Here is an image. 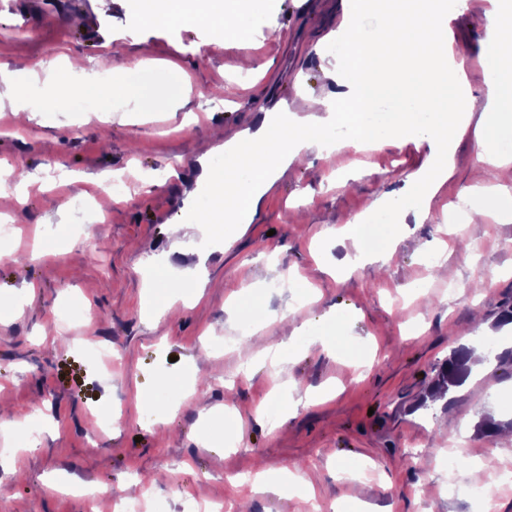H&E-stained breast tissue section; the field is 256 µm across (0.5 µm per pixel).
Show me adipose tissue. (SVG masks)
<instances>
[{
    "label": "adipose tissue",
    "instance_id": "1",
    "mask_svg": "<svg viewBox=\"0 0 512 512\" xmlns=\"http://www.w3.org/2000/svg\"><path fill=\"white\" fill-rule=\"evenodd\" d=\"M485 9L484 44L492 60L486 81L485 103L477 105L470 85L456 62L450 42L452 15L468 10L469 0H347L343 23L332 32L338 50L331 73L343 81L345 98L356 111L366 112L379 99L394 95L388 63L394 54L411 62V75L434 88L426 96V109L436 120L431 128L435 160L412 182L411 192L423 206L415 211V222L429 215L428 206L447 180L453 165V145L460 132L474 127L479 163L504 168L512 161L496 149L498 133L512 124V0H489ZM381 16L382 25L365 30L361 18L366 13ZM54 88L61 95L89 93L106 102L122 95L134 96L133 88L115 81L95 80L75 85L69 71L50 69ZM454 96H447V86ZM305 115L289 114L287 119L266 118L255 131L236 134L225 144L224 170L203 169L213 205L203 214L205 224L238 226L251 222L255 209L284 171L303 151L314 147L330 152L338 148L356 151L380 145L381 133L372 124L352 130L338 141L327 134V122L334 112V98L305 95Z\"/></svg>",
    "mask_w": 512,
    "mask_h": 512
}]
</instances>
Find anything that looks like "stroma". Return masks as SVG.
Wrapping results in <instances>:
<instances>
[{
  "instance_id": "stroma-1",
  "label": "stroma",
  "mask_w": 512,
  "mask_h": 512,
  "mask_svg": "<svg viewBox=\"0 0 512 512\" xmlns=\"http://www.w3.org/2000/svg\"><path fill=\"white\" fill-rule=\"evenodd\" d=\"M137 3L112 0L102 12L96 0H0V68L26 93L24 114L0 122L9 171L0 219L14 226L0 252L15 255L0 261V408L9 412L0 512H88L85 496L49 490L51 476L93 485L105 501L140 499L146 512H206L218 502L229 512H307L302 488L256 494L239 482L289 469L313 483L324 512H350L361 499L372 512H512V486L485 504L463 475L477 466L489 479L512 476V435L475 429L484 413L512 418V362L503 358L512 351L503 321L512 223L474 192L495 180L480 173L473 133L459 140L423 223L399 224L397 212L416 205L406 182L434 154L426 112L376 148L308 151L231 241L201 229L193 253L168 254L167 226L200 213L210 194L201 168L223 169L224 138L296 106V85L335 94L325 71L345 2L259 0L224 37L192 13L141 21ZM485 7L470 0L450 24L453 47L477 62L467 71L476 92L489 71ZM103 55L111 78L138 96L62 97L30 76L40 60L62 68L78 58L91 69ZM156 179L160 187L146 189ZM384 195L394 203L379 227L389 260L350 268L346 249L324 244L322 232L371 213ZM463 206L486 209L484 221L455 222ZM200 264L203 299L164 314L194 294ZM288 276L316 288V300L278 287ZM291 310L304 326L295 338L281 321ZM245 325L246 342L225 344ZM459 327L477 354L469 380L450 404L419 409ZM328 336L353 340L351 356L324 350ZM285 339L299 389L331 385L334 400L288 413L265 358ZM30 423L34 448L18 431ZM349 468L361 481L343 478Z\"/></svg>"
}]
</instances>
